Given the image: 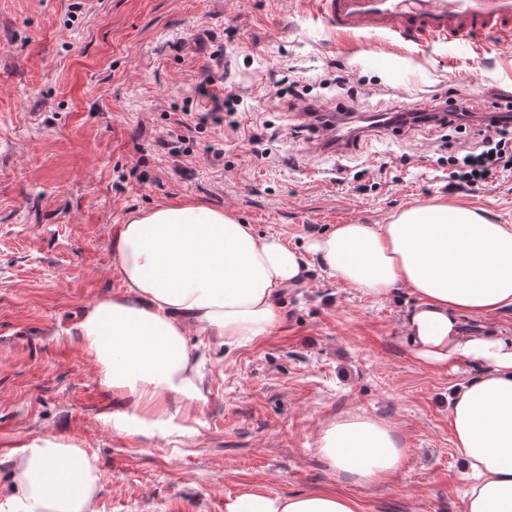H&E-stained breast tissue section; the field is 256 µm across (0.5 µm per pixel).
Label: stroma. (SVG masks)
<instances>
[{
    "label": "stroma",
    "instance_id": "1",
    "mask_svg": "<svg viewBox=\"0 0 512 512\" xmlns=\"http://www.w3.org/2000/svg\"><path fill=\"white\" fill-rule=\"evenodd\" d=\"M481 50H397L337 42L301 0H0V502L17 495L13 459L37 436L77 440L101 472L99 512H224L248 489L333 487L359 512H461L469 471L448 424L472 362L441 371L403 340L406 289L377 298L342 287L305 255L275 304L280 325L243 347L200 337L206 400L178 432L120 433L75 327L117 294L116 225L136 210L201 200L290 247L339 224H385L413 203H460L512 224V171L449 191L446 131L376 134L344 156L315 151L301 107L395 112L453 100L491 111L512 94V42ZM388 56L372 65L371 53ZM338 65L352 91L319 76ZM302 92L277 97L276 75ZM208 82L209 95L197 92ZM236 94L237 131L214 124L212 95ZM194 130L172 155V114ZM393 426L402 469L360 485L329 471L322 429L347 413Z\"/></svg>",
    "mask_w": 512,
    "mask_h": 512
}]
</instances>
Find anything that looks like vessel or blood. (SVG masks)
I'll return each mask as SVG.
<instances>
[{"mask_svg":"<svg viewBox=\"0 0 512 512\" xmlns=\"http://www.w3.org/2000/svg\"><path fill=\"white\" fill-rule=\"evenodd\" d=\"M315 13L333 34L357 38L365 34L390 43L428 49L453 43L476 49L480 36H512V0H310ZM318 127L319 146L348 154L366 127L401 129L397 112L372 114L368 126L354 115L320 112L306 115Z\"/></svg>","mask_w":512,"mask_h":512,"instance_id":"vessel-or-blood-1","label":"vessel or blood"}]
</instances>
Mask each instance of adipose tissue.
I'll return each mask as SVG.
<instances>
[{"label":"adipose tissue","instance_id":"ef3b65f1","mask_svg":"<svg viewBox=\"0 0 512 512\" xmlns=\"http://www.w3.org/2000/svg\"><path fill=\"white\" fill-rule=\"evenodd\" d=\"M345 287L414 298L404 340L425 363L467 359L478 372L457 385L448 419L472 477L463 512H512V336L490 325L512 313V225L456 203H417L385 224H340L311 239ZM124 289L89 304L76 326L101 385L124 398L113 430H177L181 405L203 401L206 379L189 330L229 346L255 342L280 318L279 291L304 272L300 252L203 201L132 212L112 239ZM480 321L476 331L465 321ZM318 453L336 476L384 481L405 449L387 424L349 414L327 424ZM19 495L9 512H97L101 473L71 440L32 438L13 461ZM224 512H359L334 490L294 495L246 490Z\"/></svg>","mask_w":512,"mask_h":512}]
</instances>
